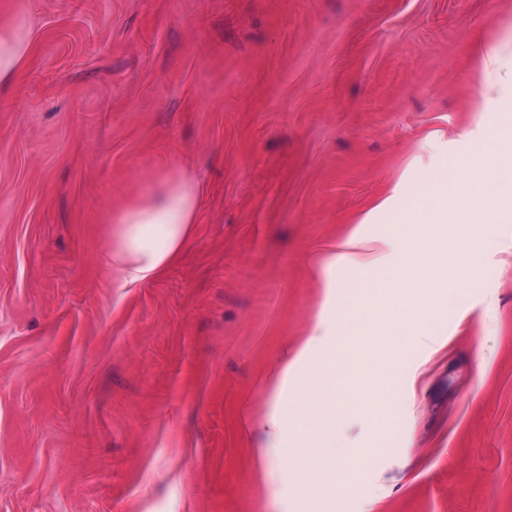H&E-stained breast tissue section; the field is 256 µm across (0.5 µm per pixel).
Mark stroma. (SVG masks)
<instances>
[{"label":"stroma","instance_id":"obj_1","mask_svg":"<svg viewBox=\"0 0 512 512\" xmlns=\"http://www.w3.org/2000/svg\"><path fill=\"white\" fill-rule=\"evenodd\" d=\"M20 18L0 512H512V223L449 226L465 273L431 345L389 337L388 412L331 404L321 350L289 385L335 471L254 459L264 383L322 309L319 252L445 162L500 160L512 112L477 111V51L512 31V0H0V32ZM171 165L204 187L194 235L113 287L108 217Z\"/></svg>","mask_w":512,"mask_h":512}]
</instances>
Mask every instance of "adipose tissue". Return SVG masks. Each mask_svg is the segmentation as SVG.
I'll return each mask as SVG.
<instances>
[{
    "label": "adipose tissue",
    "mask_w": 512,
    "mask_h": 512,
    "mask_svg": "<svg viewBox=\"0 0 512 512\" xmlns=\"http://www.w3.org/2000/svg\"><path fill=\"white\" fill-rule=\"evenodd\" d=\"M479 66L478 111L512 103V42L482 47ZM504 182L512 184L511 160L494 166L475 161L464 173L456 165H444L431 188L409 206H397L391 197L379 203V210L392 215L395 231L391 237L373 244L356 229L324 250L320 256L323 271L347 264L365 266L374 273L362 298L345 302L360 360L372 355L363 342L371 327L382 325L395 333L418 328L422 316L432 311L438 289L462 277L460 259L448 249V227L504 223L507 206L499 192ZM200 204V184L170 167L148 184L140 199L113 211L109 256L118 272L115 287L143 284L166 269L189 243ZM422 269L430 275L421 284L417 274ZM335 337V323L319 316L306 342L280 358L266 383L271 410L265 420L266 440L256 450L261 465L275 464L283 451L288 414L280 406L281 396L312 354Z\"/></svg>",
    "instance_id": "ef3b65f1"
}]
</instances>
